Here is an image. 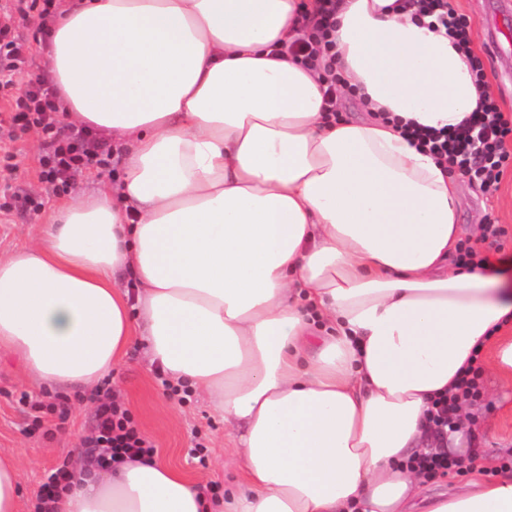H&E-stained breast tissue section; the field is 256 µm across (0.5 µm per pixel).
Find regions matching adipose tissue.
I'll return each mask as SVG.
<instances>
[{
  "label": "adipose tissue",
  "instance_id": "adipose-tissue-1",
  "mask_svg": "<svg viewBox=\"0 0 512 512\" xmlns=\"http://www.w3.org/2000/svg\"><path fill=\"white\" fill-rule=\"evenodd\" d=\"M45 62L66 120L123 174L0 257V348L92 386L141 341L235 450L224 512H512V473L428 492L474 455L431 400L471 356L512 384V281L458 269L450 128L492 85L404 0H336L332 58L287 56L319 0H58ZM341 82L328 103L325 68ZM171 464H79L52 512H212ZM416 467L433 478L434 483H444L445 485H457L467 482L471 476L470 471L475 466L473 459H468L467 462L457 458L448 457L447 453H430L424 456L417 457L414 460ZM468 474V475H467ZM445 475V476H442ZM448 475L463 476L452 478ZM466 475V476H465Z\"/></svg>",
  "mask_w": 512,
  "mask_h": 512
}]
</instances>
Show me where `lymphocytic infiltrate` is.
<instances>
[{
	"label": "lymphocytic infiltrate",
	"instance_id": "obj_1",
	"mask_svg": "<svg viewBox=\"0 0 512 512\" xmlns=\"http://www.w3.org/2000/svg\"><path fill=\"white\" fill-rule=\"evenodd\" d=\"M422 12L437 14L447 28L449 37L459 49L469 52L470 64L477 82H484L483 63L472 55L471 25L455 9L452 0H418ZM55 0H13L0 10V92L11 99L9 110L0 113V129L37 128L44 143L39 178L53 187H69L77 175L103 168L111 150L106 142L91 135L83 127L63 125L57 120L59 107L56 94L44 77L16 85L14 77L28 66L32 52L13 32V16H38L48 19ZM408 136L432 154L448 160L462 175L476 182L484 192L497 190L508 159L505 142L512 136V118L505 117L492 97H484L477 108L453 130H432L412 127ZM480 367H469L456 379L450 394L432 402L429 420L437 435L456 428L463 404L479 396ZM95 424L82 441L86 457L99 467L130 458L154 454L155 447L131 421L128 412L114 400L111 390H97Z\"/></svg>",
	"mask_w": 512,
	"mask_h": 512
}]
</instances>
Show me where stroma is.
<instances>
[{
  "mask_svg": "<svg viewBox=\"0 0 512 512\" xmlns=\"http://www.w3.org/2000/svg\"><path fill=\"white\" fill-rule=\"evenodd\" d=\"M459 13L472 24L473 52L484 62L486 80L496 91L494 100L505 115L512 116V0H456ZM9 148L13 171L0 168V192L5 187L35 195L38 209L28 210L19 200L8 199L0 211V256L36 241L42 234L53 205L69 194L89 192L119 172L121 160L110 157L101 175L77 178L70 190L57 191L39 180L40 142L34 131L15 130ZM462 194L461 222L470 231L495 224L504 229L501 251H489L490 261L512 256V166L506 170L497 191L486 194L466 176H459ZM117 401L127 409L135 425L153 442L160 460L171 463L213 500L223 501L236 479L233 453L224 446V422L208 402L186 387H176L146 360L141 345H132L127 357L108 378ZM481 396L474 410L481 448L490 453L512 446V386L482 374ZM44 401L54 397L64 402L66 418L42 417L33 427L20 394ZM96 405L89 391L79 388H48L32 382L23 360L14 352L0 350V453L20 455L19 480L26 512H33L46 470L63 460H75L81 443L92 429ZM202 448L205 464L193 459L191 448Z\"/></svg>",
  "mask_w": 512,
  "mask_h": 512,
  "instance_id": "1",
  "label": "stroma"
}]
</instances>
